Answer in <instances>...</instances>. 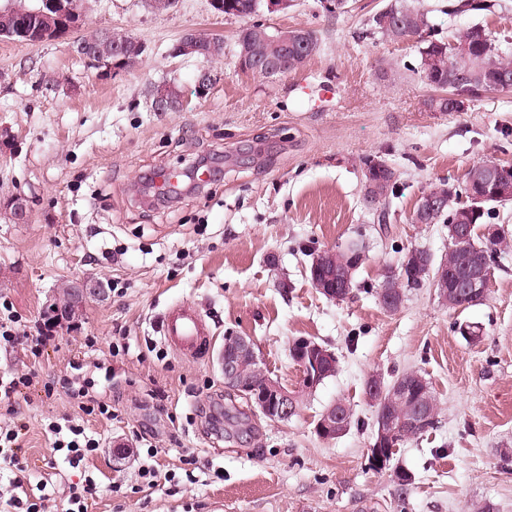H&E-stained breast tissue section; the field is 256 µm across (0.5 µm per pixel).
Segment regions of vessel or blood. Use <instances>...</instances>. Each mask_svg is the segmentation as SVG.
Segmentation results:
<instances>
[{
    "mask_svg": "<svg viewBox=\"0 0 512 512\" xmlns=\"http://www.w3.org/2000/svg\"><path fill=\"white\" fill-rule=\"evenodd\" d=\"M163 342L177 354L202 358L214 342L211 331L197 308L179 304L168 308L163 321Z\"/></svg>",
    "mask_w": 512,
    "mask_h": 512,
    "instance_id": "obj_1",
    "label": "vessel or blood"
}]
</instances>
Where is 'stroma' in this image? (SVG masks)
I'll return each instance as SVG.
<instances>
[{"instance_id":"stroma-1","label":"stroma","mask_w":512,"mask_h":512,"mask_svg":"<svg viewBox=\"0 0 512 512\" xmlns=\"http://www.w3.org/2000/svg\"><path fill=\"white\" fill-rule=\"evenodd\" d=\"M389 0H348L326 13L319 0L287 12L260 9L257 22L303 28L319 49L297 70L270 79L241 70L237 33L245 21L213 12L210 0H178L154 12L147 0H84L77 31L40 43L0 38V202L29 201L27 223L0 212V296L33 327L63 287L94 278L101 296L76 314L39 361L0 350V372L35 369L41 379L89 380V394L112 404L111 420L88 416L101 448L85 471L54 460L48 420L72 414L63 391L25 390L22 438L33 481L63 489L81 475L99 492L89 512H512V251L495 266L483 304L448 308L431 285L410 288L386 313L375 287L411 248L441 258L445 224L411 215L431 184L462 181L488 158L512 164V92L436 112L435 92L417 72L414 43L366 35L369 17ZM441 32L483 25L512 40V0L482 15H453L448 0H417ZM124 31L145 47L141 62L106 75L72 49L79 36ZM223 37L220 81L194 94L200 60L175 56L185 33ZM179 83L183 106L150 108L151 86ZM384 160L400 191L389 221L363 205L362 160ZM212 160L222 172L198 188L141 195L144 175ZM351 240L366 260L349 298L331 301L309 280L312 252ZM198 307L215 337L206 360L177 355L160 322L177 303ZM476 326L481 336L461 330ZM250 337L270 377L293 384L292 344L332 350L336 374L306 395L296 416L259 413L236 424L228 409L246 405L224 385L217 350L228 336ZM97 339L87 348L85 337ZM125 337L130 352L108 345ZM416 371L440 402L433 429L399 448L383 471L370 467L375 409L365 383ZM352 411L350 429L321 439L315 425L331 404ZM156 447L153 464L174 475L150 488L138 458L117 447ZM195 464H187V457ZM412 472L399 495L393 470Z\"/></svg>"}]
</instances>
